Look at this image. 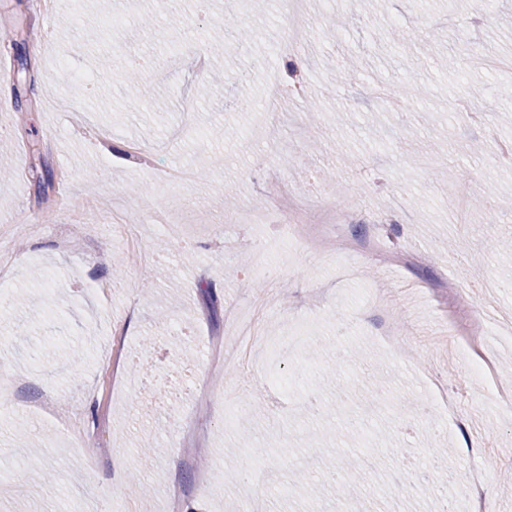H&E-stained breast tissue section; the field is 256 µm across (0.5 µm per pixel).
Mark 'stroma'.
<instances>
[{
    "mask_svg": "<svg viewBox=\"0 0 512 512\" xmlns=\"http://www.w3.org/2000/svg\"><path fill=\"white\" fill-rule=\"evenodd\" d=\"M315 27L293 50L312 87L304 102L269 109V72L290 51L285 0H0V144L11 173L0 179V226L36 224L0 240L12 265L0 272V368L16 386L0 406V512H235L243 498L263 512H449L463 470L482 468L494 512H512V418L495 410L512 386V169L494 140L512 139V0H309ZM224 32L209 72L191 63L209 30ZM143 60L127 89L119 60ZM408 97L390 112L370 91ZM481 95V126L453 105ZM140 148L127 153L129 144ZM313 207L344 209L355 240L378 235L397 264L339 257L266 240L268 276L249 272L274 217L263 208L269 165ZM194 175L168 191L169 172ZM138 224L155 256L126 261L112 226ZM429 254L431 263L415 266ZM277 308L259 330L269 347L249 374L214 367L224 307L247 308L268 281ZM322 309L308 297L324 281ZM490 317L479 350L493 369L477 375L448 333V287ZM308 342L286 344L294 320ZM398 324L410 356L381 341ZM126 330L124 348L142 379L125 390L96 352ZM443 387L449 420L418 426L411 405ZM54 409L34 411L42 392ZM277 404L267 405L265 392ZM52 470L33 478L29 459ZM349 464L364 479L319 495L269 478ZM147 495L129 498L132 479Z\"/></svg>",
    "mask_w": 512,
    "mask_h": 512,
    "instance_id": "obj_1",
    "label": "stroma"
}]
</instances>
